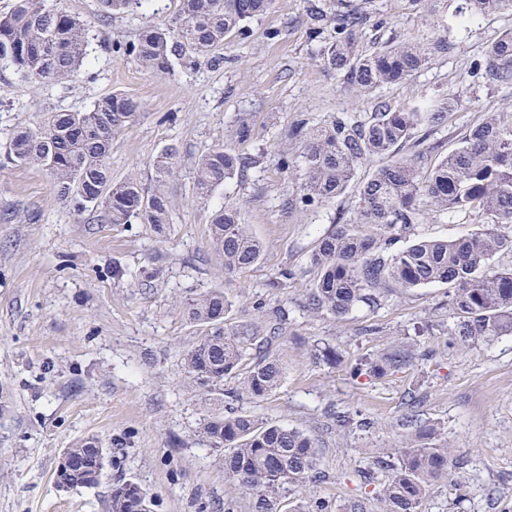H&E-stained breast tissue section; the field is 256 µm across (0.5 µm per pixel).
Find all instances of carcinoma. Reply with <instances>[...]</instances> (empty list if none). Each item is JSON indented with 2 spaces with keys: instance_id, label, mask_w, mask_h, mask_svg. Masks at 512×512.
<instances>
[{
  "instance_id": "carcinoma-1",
  "label": "carcinoma",
  "mask_w": 512,
  "mask_h": 512,
  "mask_svg": "<svg viewBox=\"0 0 512 512\" xmlns=\"http://www.w3.org/2000/svg\"><path fill=\"white\" fill-rule=\"evenodd\" d=\"M146 0H101L107 20L136 11ZM273 0H179L175 17L144 26L132 42L118 43L115 51L131 57L144 71L171 72L176 61L205 57L224 46L231 36L248 37L247 24L267 13ZM472 16L511 14L512 0H466ZM334 36L321 45L320 65L338 72L362 96L392 84L404 83L427 62L418 42L403 40L370 48L360 41L366 17L356 10L335 16ZM90 25L64 11L49 9L45 0H14L0 14V62L15 67L31 84L69 81L81 74L87 58ZM486 75L512 84V31L487 50ZM461 106L446 99L422 112L410 104L380 102L366 122L335 116L313 125L301 117L288 128V139L303 144V210L320 208L344 195L363 163L380 165L361 183L353 217L323 235L309 257L317 270L310 309L342 317L380 303L379 287L390 284L404 290L431 284L448 286L449 315L455 340L477 348L501 336L512 335V268L502 269L495 257L512 252V122L490 115L471 128L463 145L435 165L423 162L438 150L428 134L417 139V152L402 154L415 130L442 124ZM141 103L123 94L94 102L87 112L55 110L38 117L34 125L12 133L8 160L34 166L51 177L56 197L73 212L99 214L107 224H130L138 219L156 235L166 236L174 203L166 184L177 175L178 149L168 147L153 160L156 186L145 191L134 177L117 185L106 158L112 141L141 116ZM260 157H245L224 144L202 153L195 162L193 197L207 204L217 188L240 174ZM440 214L482 212L494 222L451 240L421 237L404 248L394 245L419 223L421 204ZM210 236L224 265L233 275L260 259L262 243L243 224L239 211L224 206L213 213ZM228 300L216 289L183 303L187 319L206 327L204 336L182 356L188 385L206 401L224 396L263 400L280 386L283 369L269 350L251 353L260 331L243 324L224 327ZM249 370L235 388L224 391V380L234 378L243 361ZM412 358L405 348H394L368 363V373L382 378L403 369ZM414 438L396 456H375L369 467L387 474L381 497L385 512H425L432 488L448 479L453 460L445 446L429 444L431 429L407 418ZM198 440L224 451V473L251 499V512H320L321 505L303 500L285 508L286 493L325 478L313 440L297 428L263 422L250 415L214 413L204 417ZM65 453L88 458L83 470L64 476L67 488L98 484L105 468L106 449L88 437L74 442ZM151 501L134 482L114 486L108 512H151Z\"/></svg>"
}]
</instances>
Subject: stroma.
<instances>
[{
	"mask_svg": "<svg viewBox=\"0 0 512 512\" xmlns=\"http://www.w3.org/2000/svg\"><path fill=\"white\" fill-rule=\"evenodd\" d=\"M326 13L352 6L367 16L362 42L413 38L429 50L410 82L358 96L323 69L318 49L333 32L309 29L308 0H274L236 37L197 63L155 76L115 52L150 21L169 20L177 0H151L147 10L102 21L100 0H48L91 26L89 67L74 81L35 86L0 65V512H107L113 485L138 483L152 512H249V498L228 480L218 453L196 430L211 407L184 379L182 351L204 331L183 302L218 288L230 308L227 325L264 324L276 310L288 329L271 351L284 368L279 388L261 402L234 401L237 413L302 430L319 450L325 480L299 489L323 512H383L381 479L357 475L370 457L404 447L412 430L405 402L437 428L457 465L431 491L425 512H512V335L468 349L452 336L448 288L429 285L384 293L380 307L338 318L308 308L315 274L307 263L319 238L349 220L354 195L309 210L292 207L298 180L279 151L296 117L317 123L336 115L371 116L378 101L462 105L433 137L458 147L488 114L512 120V86L486 82V50L512 29V15L470 16L465 0H322ZM112 93L138 99L142 117L112 142L113 182L133 176L155 187L153 159L180 151V174L167 186L177 201L170 233L149 225L104 224L73 214L56 198L47 173L5 159L13 131L33 125L34 102L89 110ZM247 114L251 138L239 142L236 118ZM263 154L261 165L219 187L212 200H192L194 162L217 145ZM237 206L263 243L257 264L228 276L209 236L210 216ZM477 213L425 210L419 235L454 239L488 223ZM286 285L271 287L281 270ZM330 346V363L316 349ZM394 346L413 350L411 365L383 379L355 375L363 360ZM360 412L366 428L341 429L333 413ZM98 438L107 450L100 483L60 490L55 470L75 441Z\"/></svg>",
	"mask_w": 512,
	"mask_h": 512,
	"instance_id": "35a3bbf8",
	"label": "stroma"
}]
</instances>
